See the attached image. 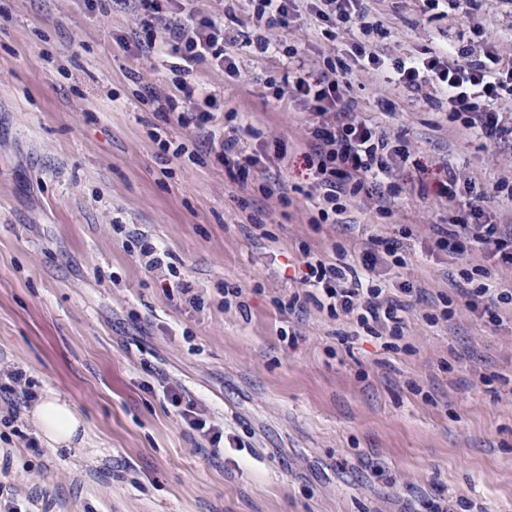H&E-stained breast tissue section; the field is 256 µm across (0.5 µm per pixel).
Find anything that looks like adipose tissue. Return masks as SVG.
<instances>
[{
  "instance_id": "ef3b65f1",
  "label": "adipose tissue",
  "mask_w": 512,
  "mask_h": 512,
  "mask_svg": "<svg viewBox=\"0 0 512 512\" xmlns=\"http://www.w3.org/2000/svg\"><path fill=\"white\" fill-rule=\"evenodd\" d=\"M28 419L54 448H77L83 445L86 423L68 400L49 392L39 397L26 411Z\"/></svg>"
}]
</instances>
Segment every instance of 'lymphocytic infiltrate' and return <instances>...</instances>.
Instances as JSON below:
<instances>
[{"mask_svg": "<svg viewBox=\"0 0 512 512\" xmlns=\"http://www.w3.org/2000/svg\"><path fill=\"white\" fill-rule=\"evenodd\" d=\"M140 25L144 33L142 46L156 45L154 30L163 25L169 33L164 48L172 59L170 68L178 72L177 96L167 97L170 111L179 117H190L200 136L220 139L224 166L239 184H247L257 164L255 156L247 154L241 144L240 127L234 122V113H226L227 124L223 134L211 129L210 110L216 99H208L207 110H197L195 89L189 77L196 65L207 62L223 69L228 78L239 72L235 39L213 20H194L191 29H184L177 20L182 10L178 0H137ZM254 26L258 31L256 48L268 51L270 43L264 29L287 25L296 17L297 0H253ZM311 15L324 24L322 34L328 41L339 40L344 24L351 19L366 20L365 0H310ZM351 60L326 59L316 64L310 58H297L281 80L291 102L303 105L315 117L308 129V147L312 152V176L320 188L316 210L318 223L335 221L347 211L349 197L368 193L369 175L390 176L394 166L407 162L410 153L398 140L390 139L369 121L360 119L347 91L358 72L370 71L376 75L385 72L384 60L369 53L363 46H353ZM393 68L398 81L411 90L420 89L424 81L436 82L448 99V110L462 119L460 133L469 135L482 131L499 138L512 136V125H504L499 113L481 109L479 100L498 98L501 92L512 94V60L492 50L483 57L470 58L466 49L449 51L434 49L423 58L397 60ZM473 197L474 203L466 213L450 218L448 229L440 230L439 247L458 252L465 247L479 248L491 253L497 265L512 270V228L493 222L480 204L482 193L475 181L461 180L454 168H447L438 186L437 197L446 202L456 200L459 193ZM391 257L394 266L402 267L406 259L398 241L373 237L363 246V266L355 268L331 261L328 254L306 253V273L301 283L305 294H292L288 309H295L300 301L314 303L329 314L344 313L355 318L364 329L370 326L390 328L393 335L401 333V312L410 303L409 289H394L385 295L379 280L382 276L377 264L382 257ZM482 284L462 289L469 310L483 309L490 319H497L501 305H512V287L489 286V269L479 271ZM0 398L9 406L8 419L16 421L22 407L35 400L24 373L18 369L0 370Z\"/></svg>", "mask_w": 512, "mask_h": 512, "instance_id": "1", "label": "lymphocytic infiltrate"}]
</instances>
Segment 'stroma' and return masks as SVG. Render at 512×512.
<instances>
[{
    "instance_id": "1",
    "label": "stroma",
    "mask_w": 512,
    "mask_h": 512,
    "mask_svg": "<svg viewBox=\"0 0 512 512\" xmlns=\"http://www.w3.org/2000/svg\"><path fill=\"white\" fill-rule=\"evenodd\" d=\"M369 9L370 33L353 20L332 43L306 16L268 30L261 53L252 0L185 5L182 21L211 18L237 40L235 80L202 64L192 83L220 103L212 129L233 111L262 130L242 138L261 157L246 191L219 144L146 104L175 94L178 76L161 51L137 48L134 0H0V367L68 399L89 436L57 449L26 417L0 421V482L18 498L45 492L49 512H512V311L494 323L465 310L453 281L495 260L437 246L469 197L433 193L453 166L496 223L512 224L498 190L512 181V141L459 139L437 85L412 92L360 72L348 92L357 115L411 158L393 172L396 193L359 195L348 224H318L313 117L268 85L290 48L320 59L360 43L391 64L493 45L512 59V0ZM275 139L287 159L264 153ZM163 140L187 155L162 154ZM371 235L402 239L408 257L385 274L387 287L415 288L400 338L356 332L311 303L281 311L302 289L306 252L358 267ZM147 244L166 266L146 267ZM184 279L198 305L180 294ZM228 289L238 298L225 301ZM172 390L223 429L220 450L184 422Z\"/></svg>"
}]
</instances>
